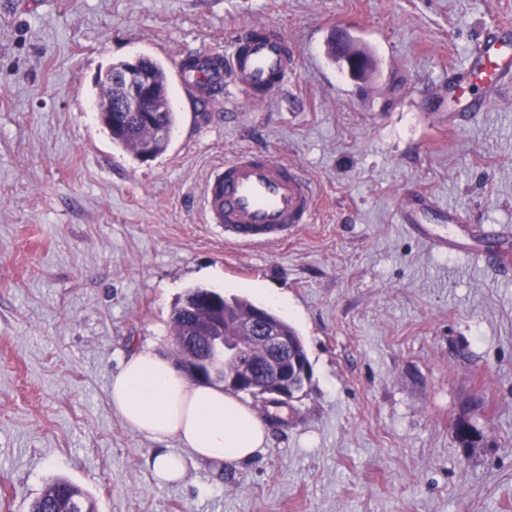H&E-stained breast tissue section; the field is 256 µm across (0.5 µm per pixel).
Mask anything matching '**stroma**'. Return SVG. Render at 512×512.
I'll list each match as a JSON object with an SVG mask.
<instances>
[{"label": "stroma", "mask_w": 512, "mask_h": 512, "mask_svg": "<svg viewBox=\"0 0 512 512\" xmlns=\"http://www.w3.org/2000/svg\"><path fill=\"white\" fill-rule=\"evenodd\" d=\"M505 20L512 0H0V512L57 477L100 512H512V270L434 251L398 214L419 193L431 229L448 205L512 225V86L459 129L441 104ZM255 24L295 51L284 91L209 105L176 90L165 153L112 143L98 75L224 53ZM341 33L374 74L334 63ZM252 147L308 173L318 209L288 241L241 248L203 223L198 192ZM192 288L284 296L311 381L251 460L161 485L156 441L108 387L134 348L167 353Z\"/></svg>", "instance_id": "stroma-1"}]
</instances>
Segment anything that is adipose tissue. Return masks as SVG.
Instances as JSON below:
<instances>
[{
    "instance_id": "ef3b65f1",
    "label": "adipose tissue",
    "mask_w": 512,
    "mask_h": 512,
    "mask_svg": "<svg viewBox=\"0 0 512 512\" xmlns=\"http://www.w3.org/2000/svg\"><path fill=\"white\" fill-rule=\"evenodd\" d=\"M113 410L137 433L178 441L181 452L161 450L149 466L163 484L180 481L188 459L214 467L254 457L266 430L251 406L222 387L190 383L149 344L135 349L112 375Z\"/></svg>"
}]
</instances>
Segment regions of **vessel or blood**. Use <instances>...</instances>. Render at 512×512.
I'll return each instance as SVG.
<instances>
[{"instance_id":"vessel-or-blood-1","label":"vessel or blood","mask_w":512,"mask_h":512,"mask_svg":"<svg viewBox=\"0 0 512 512\" xmlns=\"http://www.w3.org/2000/svg\"><path fill=\"white\" fill-rule=\"evenodd\" d=\"M229 53L195 49L197 67L175 63L174 78L188 93L213 100L235 88L259 102L279 91L295 65V53L278 27L261 24L235 33ZM457 119H470L512 84V26L498 25L482 36L460 75L448 81ZM206 223L224 229V239L239 247L287 240L312 223L317 206L313 180L300 168L264 151L237 153L215 168L201 190ZM429 205L418 197L402 208V223L423 233ZM425 233V232H424Z\"/></svg>"}]
</instances>
